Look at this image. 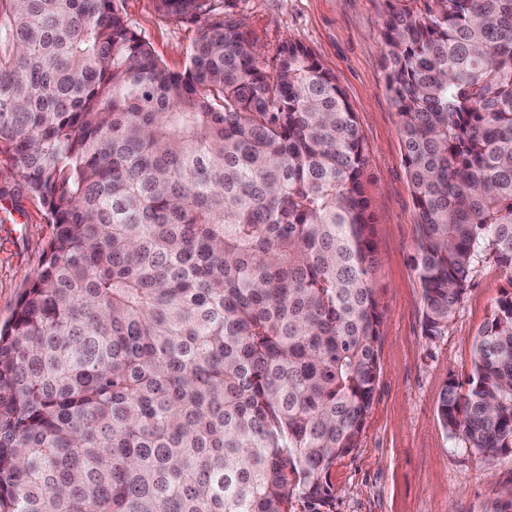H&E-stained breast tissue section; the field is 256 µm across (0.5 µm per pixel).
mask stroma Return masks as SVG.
<instances>
[{
    "mask_svg": "<svg viewBox=\"0 0 512 512\" xmlns=\"http://www.w3.org/2000/svg\"><path fill=\"white\" fill-rule=\"evenodd\" d=\"M413 5L414 0H224L225 19L242 23L265 68L273 67L284 41L312 50L344 91L368 158L361 182L375 233L370 284L382 310L380 369L359 444L331 470L333 498L319 512H484L512 489V457L473 454L437 416L446 383H467L474 338L498 300L512 296V273L482 246L445 335H425L422 289L412 261L417 208L383 61L387 19ZM120 6L154 54L170 70L182 71L201 22L168 16L157 0H120ZM13 165L12 157L0 154V200L25 215L21 224L0 223V325L11 318L52 235L40 202L10 179Z\"/></svg>",
    "mask_w": 512,
    "mask_h": 512,
    "instance_id": "35a3bbf8",
    "label": "stroma"
}]
</instances>
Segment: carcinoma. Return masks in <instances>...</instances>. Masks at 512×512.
<instances>
[{
    "instance_id": "1",
    "label": "carcinoma",
    "mask_w": 512,
    "mask_h": 512,
    "mask_svg": "<svg viewBox=\"0 0 512 512\" xmlns=\"http://www.w3.org/2000/svg\"><path fill=\"white\" fill-rule=\"evenodd\" d=\"M184 71L119 0H0V153L53 232L0 328V512H292L357 447L382 312L367 162L336 78L274 71L216 0ZM418 209L425 334L478 249L512 269V0H423L384 32ZM437 414L512 456V297Z\"/></svg>"
}]
</instances>
